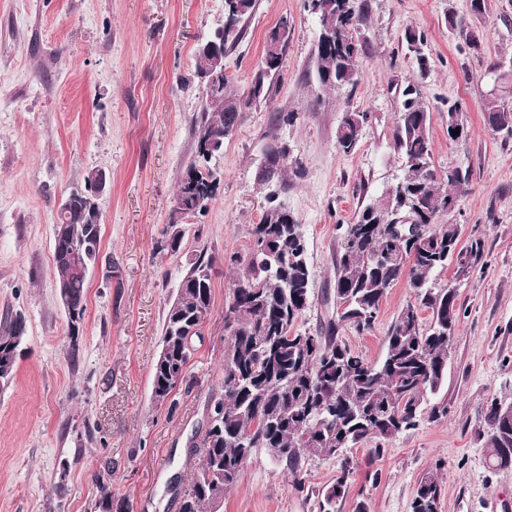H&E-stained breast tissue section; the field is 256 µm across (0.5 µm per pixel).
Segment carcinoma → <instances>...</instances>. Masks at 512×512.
I'll list each match as a JSON object with an SVG mask.
<instances>
[{"instance_id":"1","label":"carcinoma","mask_w":512,"mask_h":512,"mask_svg":"<svg viewBox=\"0 0 512 512\" xmlns=\"http://www.w3.org/2000/svg\"><path fill=\"white\" fill-rule=\"evenodd\" d=\"M257 0H224V10L245 19L254 14ZM315 16L320 22L316 46L317 81L321 89L354 87L359 83L358 62L365 45L356 36L363 19L358 0H318ZM245 34L242 26L224 28V50L235 48ZM408 50L415 54L420 72L427 63L421 45L424 35L405 33ZM283 57L270 63L266 72L251 81L247 95L224 75L218 87L208 85L214 56L203 49L196 53V77L205 84V96L224 95L222 106H201L195 122V137L208 133L224 138V128H237L243 112L254 102L268 99L267 80L278 74ZM458 104L448 105L449 136L458 142L468 129ZM488 126L512 135V111L494 101L484 105ZM369 119L366 112H343L336 129V147L352 152L363 138ZM427 111L421 90L413 80L404 82L402 101L393 135L395 148L405 160L402 179L386 190L392 202L384 210L366 206L351 224L339 225L334 297L337 313L316 333L299 331L295 324L311 298L313 274L306 262L302 224L288 210L272 204L250 230L251 247L233 289L232 302L224 316V328H232L224 347L221 393L210 399L209 420L202 439V462L195 477L179 498V512H212L214 496L224 497L238 481L255 448L266 449L293 477L302 492L309 461L341 458L343 465L329 486L311 491L320 498V512H338L347 497L355 467L346 451L372 440H391L415 430L422 418V405L439 391L448 368L452 342L460 315L455 288L432 286L434 273L448 268L452 255H464L471 265L480 262L484 242L461 241L460 225L437 224V218L458 204L471 181L468 168L448 167L439 172L433 162L427 130ZM211 175L198 173L195 185L180 175L174 200L185 204L190 216L201 198L212 202L218 186ZM87 196L72 198L70 214L60 223L54 240L55 282L71 289V332L86 312L88 280L76 275L67 255L78 251L86 263L102 257L101 229L97 215L89 213ZM413 216L423 224V233L413 243L398 244L390 221ZM215 257L202 250L190 260L181 291L169 303L161 345L169 349V369L184 370L201 335L211 306V279ZM406 281L416 303L399 313L387 336L386 353L376 363L366 361L339 337L343 328L369 333L384 296L400 281ZM347 303L346 309L339 304ZM431 310L429 328H422L419 307ZM25 326L18 315L0 320V385L14 375ZM167 369V370H169ZM167 370L154 364L152 396L174 409L177 390ZM500 399L485 401L475 432L484 456L494 470L512 469V417L501 416ZM103 512H129L122 500L99 484ZM442 492L441 474L429 469L420 477L411 503L412 512H437Z\"/></svg>"}]
</instances>
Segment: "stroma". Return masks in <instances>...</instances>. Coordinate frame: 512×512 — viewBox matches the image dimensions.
Instances as JSON below:
<instances>
[{
	"label": "stroma",
	"mask_w": 512,
	"mask_h": 512,
	"mask_svg": "<svg viewBox=\"0 0 512 512\" xmlns=\"http://www.w3.org/2000/svg\"><path fill=\"white\" fill-rule=\"evenodd\" d=\"M365 0L357 35L367 49L356 87L318 91L319 23L303 0H258L242 41L224 56L246 91L269 31L288 18L292 35L268 100L253 104L225 138L210 168L220 179L208 212L182 221L179 251H165L178 179L194 155L204 90L196 49L224 19V0H0V319L20 314L25 345L12 383L0 388V512H102L98 482L130 512H178V495L197 470L207 404L223 378L224 316L250 229L269 194L301 222L312 298L296 327L316 331L330 317L338 227L404 169L393 132L400 86L417 80L428 112L436 167L471 168L458 211L440 223L462 240L484 241V264L456 286L460 319L448 371L436 396L446 414L416 430L353 448L357 465L339 512H411L421 475L441 466L438 512H512V470L493 471L474 431L483 402L512 400V138L485 122L488 100L512 110V0ZM480 40L470 48L449 16ZM424 36L427 73L403 40ZM468 125L448 140V104ZM368 113L361 144L336 149L345 110ZM294 112L288 124L279 113ZM299 160L275 186L257 172L269 136ZM92 170L106 174L100 196L102 254L111 268L89 280L85 319L71 337L54 288L53 224L60 201ZM215 256L212 303L175 410L152 399V368L169 303L193 254ZM412 296L398 283L383 298L374 329H342L343 341L379 361L386 336ZM378 481L366 480L368 468ZM219 512H319L263 449L253 453Z\"/></svg>",
	"instance_id": "1"
}]
</instances>
